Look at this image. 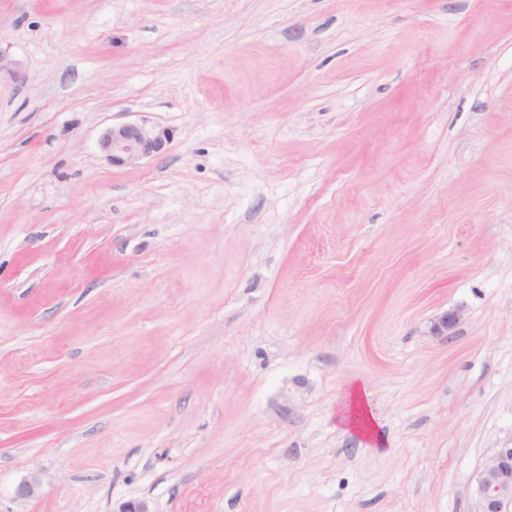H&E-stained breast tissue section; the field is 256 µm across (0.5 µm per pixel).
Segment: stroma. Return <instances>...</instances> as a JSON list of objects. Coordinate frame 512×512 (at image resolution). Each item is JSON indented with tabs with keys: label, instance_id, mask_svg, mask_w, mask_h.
Instances as JSON below:
<instances>
[{
	"label": "stroma",
	"instance_id": "35a3bbf8",
	"mask_svg": "<svg viewBox=\"0 0 512 512\" xmlns=\"http://www.w3.org/2000/svg\"><path fill=\"white\" fill-rule=\"evenodd\" d=\"M0 45V512H482L512 0H0ZM171 140L167 128L141 120L105 127L99 134L98 146L113 167H130L144 159L164 155ZM364 390L354 385L346 395L339 412V422L346 430H353L363 436L372 447L381 445L383 440L370 407L365 404Z\"/></svg>",
	"mask_w": 512,
	"mask_h": 512
}]
</instances>
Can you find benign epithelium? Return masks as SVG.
<instances>
[{
    "instance_id": "1",
    "label": "benign epithelium",
    "mask_w": 512,
    "mask_h": 512,
    "mask_svg": "<svg viewBox=\"0 0 512 512\" xmlns=\"http://www.w3.org/2000/svg\"><path fill=\"white\" fill-rule=\"evenodd\" d=\"M171 140L167 128L141 120L105 127L99 134L98 146L109 164L130 167L164 155ZM460 320L461 312L448 313L434 323L432 332L441 335ZM476 490L483 502V512H512V447L498 449L491 462L480 470Z\"/></svg>"
}]
</instances>
